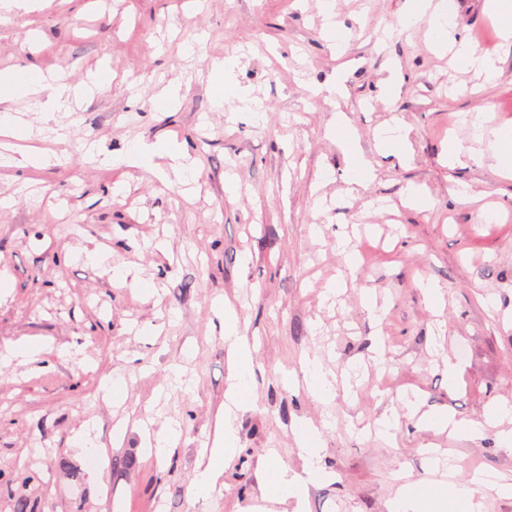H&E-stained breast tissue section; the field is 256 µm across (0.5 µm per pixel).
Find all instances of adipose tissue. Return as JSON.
<instances>
[{
	"label": "adipose tissue",
	"mask_w": 512,
	"mask_h": 512,
	"mask_svg": "<svg viewBox=\"0 0 512 512\" xmlns=\"http://www.w3.org/2000/svg\"><path fill=\"white\" fill-rule=\"evenodd\" d=\"M112 79V71L108 68L96 69L89 72L85 79L72 82L65 75H47L30 66L0 73V99L7 101L14 97L20 100H41L50 111L61 112L68 110L72 101L109 86ZM209 82L215 109H223L226 102L236 100L243 103L246 111L260 113V105L250 100L247 89L234 78L231 60L212 61ZM224 345L234 364L227 400L230 405L239 409L253 402L248 386L253 356L249 346L239 335L238 318L234 309L229 306L224 309ZM235 452V431L231 419L227 418L218 422L213 444L207 456L200 461L194 481L199 497L209 498L222 488L224 466ZM305 479L290 475L278 457H270L265 466L264 495L267 499L280 503L290 498H302ZM473 497L474 490L470 487L449 486L430 500L405 489L400 492L391 512H448L449 504L469 502Z\"/></svg>",
	"instance_id": "1"
}]
</instances>
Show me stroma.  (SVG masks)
<instances>
[{
  "label": "stroma",
  "instance_id": "1",
  "mask_svg": "<svg viewBox=\"0 0 512 512\" xmlns=\"http://www.w3.org/2000/svg\"><path fill=\"white\" fill-rule=\"evenodd\" d=\"M319 0H51L0 20V71L36 64L69 79L100 64L110 87L48 112L30 101L0 103L26 136L65 153L63 165L34 169L0 163V351L41 344L39 361L0 368V512L25 490L43 512H390L404 485L424 492L470 484L495 470L502 491L479 488L477 512H512V446L497 428L477 439L427 429L428 415L483 418L512 403V178L496 169V131L512 129V43H505L486 0H455L450 36L494 60L459 71L438 49L427 23L391 28L409 0H334L348 34L337 57L322 32ZM231 57L235 77L263 104L212 107L209 62ZM398 76L401 89L386 97ZM184 81L179 105L153 97ZM342 82L335 104L307 90ZM492 115L482 142L468 119ZM356 131V148L374 166L349 191L345 154L330 131L335 112ZM399 124L407 157L384 150L376 131ZM69 131L54 140L53 127ZM173 138L196 159L191 198L177 185L183 161L161 159L170 182L148 170L89 162L86 148L126 149ZM471 156L449 167L450 140ZM242 185L227 201L224 175ZM417 185L434 202L419 211L403 192ZM467 186L471 201L454 196ZM491 219H484L483 211ZM359 255L347 270L336 240ZM107 249L111 266L88 261ZM433 282V310L419 284ZM372 292L383 314L361 304ZM231 303L253 348L251 407L236 411L237 452L224 486L194 495L202 449L211 447L225 410L230 363L217 299ZM381 339L386 363L367 356ZM320 357L337 376L338 396L322 404L300 374ZM455 364L448 373L447 364ZM125 380L124 397L102 400L100 380ZM399 415L393 441L377 434L385 414ZM173 426L165 456L147 447ZM322 433L323 478L302 499L273 506L261 499L268 449L290 473L303 474L296 438ZM104 444L111 467L93 481L77 434Z\"/></svg>",
  "mask_w": 512,
  "mask_h": 512
}]
</instances>
